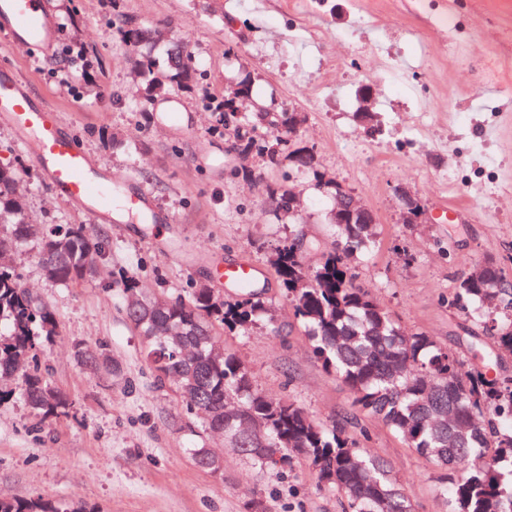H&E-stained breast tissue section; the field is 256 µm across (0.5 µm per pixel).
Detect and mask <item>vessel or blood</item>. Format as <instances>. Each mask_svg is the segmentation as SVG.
Wrapping results in <instances>:
<instances>
[{
    "mask_svg": "<svg viewBox=\"0 0 512 512\" xmlns=\"http://www.w3.org/2000/svg\"><path fill=\"white\" fill-rule=\"evenodd\" d=\"M0 32L13 44L46 45L52 25L43 0H0ZM0 122L16 132L57 195L84 206L95 220L109 219L116 204L138 213L148 207L146 189L115 192L111 173L92 163L84 144L65 132L58 113L7 68L0 70Z\"/></svg>",
    "mask_w": 512,
    "mask_h": 512,
    "instance_id": "b4317fda",
    "label": "vessel or blood"
}]
</instances>
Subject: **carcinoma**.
I'll use <instances>...</instances> for the list:
<instances>
[{
  "mask_svg": "<svg viewBox=\"0 0 512 512\" xmlns=\"http://www.w3.org/2000/svg\"><path fill=\"white\" fill-rule=\"evenodd\" d=\"M149 27L125 25L123 38L137 51L150 39ZM143 103L172 93H191L198 85L195 57L178 45L163 65L147 56L138 59ZM224 129H273L240 143V152H256L269 165L289 162L321 180L314 150L289 148L288 133L298 113L235 112L225 109L224 96H205ZM20 169L0 166V227L9 242H36L44 277L73 285L92 276L94 258L105 253L106 238L84 224L46 229L32 222L25 197L16 192ZM270 194L278 211L287 214L293 192L276 184ZM339 247L322 256L314 270L305 267L291 241L273 248L267 261L292 302L294 317L304 328L322 367L349 389L353 406L380 418L408 447L439 470L448 512H512V379L489 378L486 369L460 373V361L424 334H407L367 290L355 285L348 257L375 245V225L359 215L334 225ZM123 289L125 308L140 315L126 318L143 339L146 361L159 383L176 381L187 410L203 415L199 443L191 449L195 463L206 468L221 457L207 444L211 434L224 436V446L263 470H276L292 457L309 461L319 480L338 492L342 512H413L405 489L391 474L387 461L366 453L344 425L328 428L292 401L273 399L254 384L245 365L220 346L222 333L246 335L268 317L264 292L239 289L220 297L218 290L197 282L187 296L144 297L135 278L115 280ZM494 332L498 355H512V288L506 273L493 262L464 279L453 299ZM58 332L54 312L21 285L14 266L0 263V377L22 379L20 397L45 417L58 414L67 402L44 380L37 351ZM92 367L111 364L102 348H79ZM0 512H84L50 500L0 498Z\"/></svg>",
  "mask_w": 512,
  "mask_h": 512,
  "instance_id": "carcinoma-1",
  "label": "carcinoma"
}]
</instances>
